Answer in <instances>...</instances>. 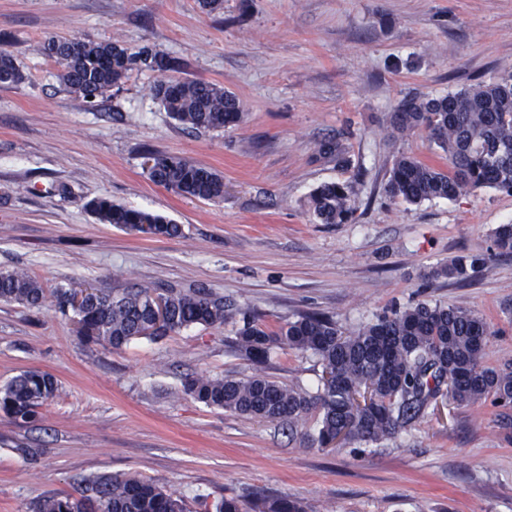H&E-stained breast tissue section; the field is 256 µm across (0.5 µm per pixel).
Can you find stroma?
<instances>
[{"label":"stroma","mask_w":512,"mask_h":512,"mask_svg":"<svg viewBox=\"0 0 512 512\" xmlns=\"http://www.w3.org/2000/svg\"><path fill=\"white\" fill-rule=\"evenodd\" d=\"M51 35L177 57L181 77L234 92L244 119L186 129L153 96L149 72L85 102L41 54ZM1 48L26 80L0 87V269L111 293L204 286L272 330L312 311L352 331L419 302L460 306L494 330L485 365L512 362V255L494 246L497 225L512 221V195L485 188L410 204L383 191L396 154L448 163L425 130L391 138L403 97L512 75V0H224L215 12L200 0H0ZM339 133L347 169L314 152ZM147 146L221 174L223 201L154 184ZM325 182L351 184L350 223L314 220L309 197ZM61 183L71 195L56 192ZM99 196L182 233L149 238L99 223L85 207ZM459 256L484 262L468 283L432 278ZM236 327L196 326L113 351L77 336L53 298L38 311L0 303V385L30 368L58 384L35 426L0 415V512L113 474L152 480L189 512L257 492L305 512H512V443L491 402L446 400L395 437L321 449L311 444L318 411L291 428L185 395L191 376L252 374L232 348ZM262 372L312 393L321 365L277 349Z\"/></svg>","instance_id":"obj_1"}]
</instances>
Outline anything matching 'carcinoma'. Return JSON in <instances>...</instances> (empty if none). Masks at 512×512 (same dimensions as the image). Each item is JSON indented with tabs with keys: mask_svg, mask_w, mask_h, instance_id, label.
I'll return each mask as SVG.
<instances>
[{
	"mask_svg": "<svg viewBox=\"0 0 512 512\" xmlns=\"http://www.w3.org/2000/svg\"><path fill=\"white\" fill-rule=\"evenodd\" d=\"M41 51L58 63L64 91L83 100L118 87L134 71H151L161 79L155 96L182 126L210 131L240 123V100L224 86L177 76L182 62L148 48L131 52L114 42L48 37ZM25 75L14 56L0 50V86H17ZM425 129L448 157V169L415 157H395L386 184L394 199L419 203L451 199L462 193L492 188L512 193V79L478 85L445 96H408L390 116V135L396 139ZM320 157L350 165L342 135L317 145ZM149 179L179 196L200 201L224 198V177L189 160L145 150ZM88 206L102 224H111L146 237H175L181 227L152 212L112 203L107 197ZM309 210L320 224H347L353 219L350 187L326 183L311 195ZM498 253L512 254V224L495 229ZM467 258L458 257L437 271L460 282L467 279ZM52 294L63 316L78 319L84 340L113 350L134 339L158 340L192 326L220 328L230 318L224 296L206 288H175L163 292L144 286L120 294L92 289L80 304L71 289H48L25 269H0V302L39 310ZM162 297L165 318L157 322L156 297ZM492 331L477 314L458 307L418 303L396 309L354 331L344 332L331 317L305 314L270 331L244 316L236 330L234 349L251 365H264L273 348L309 352L323 365L321 385L308 395L269 380L260 372L246 378L197 376L184 390L196 402L266 421L290 425L304 421L313 408L320 411L312 441L329 447L338 436L379 441L410 424L448 386V398L459 404L492 399L501 408L497 422L512 442V363L499 368L484 365ZM57 381L29 369L0 386V411L12 423L35 424L42 408L55 397ZM363 391L369 401L360 405L352 394ZM253 512H305L297 500L264 496L251 502ZM29 512H186L184 500L155 483L134 476L101 475L85 480L78 495L43 497Z\"/></svg>",
	"mask_w": 512,
	"mask_h": 512,
	"instance_id": "cac0c4a2",
	"label": "carcinoma"
}]
</instances>
